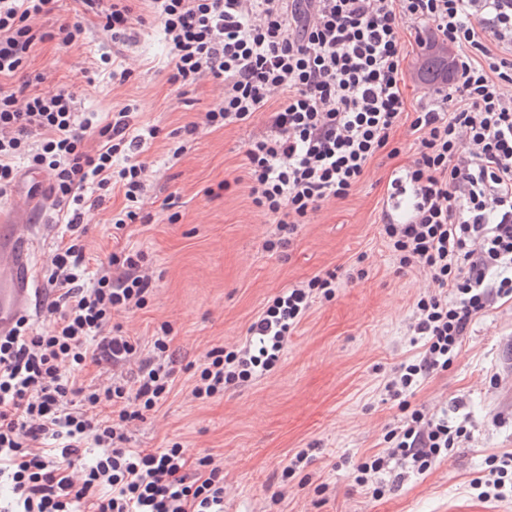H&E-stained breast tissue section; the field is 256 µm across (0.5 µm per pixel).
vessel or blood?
<instances>
[{
	"mask_svg": "<svg viewBox=\"0 0 512 512\" xmlns=\"http://www.w3.org/2000/svg\"><path fill=\"white\" fill-rule=\"evenodd\" d=\"M28 209V198L18 197L10 223L0 226V336L10 335L35 304V240L26 219Z\"/></svg>",
	"mask_w": 512,
	"mask_h": 512,
	"instance_id": "b4317fda",
	"label": "vessel or blood"
}]
</instances>
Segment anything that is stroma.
Segmentation results:
<instances>
[{
  "label": "stroma",
  "instance_id": "obj_1",
  "mask_svg": "<svg viewBox=\"0 0 512 512\" xmlns=\"http://www.w3.org/2000/svg\"><path fill=\"white\" fill-rule=\"evenodd\" d=\"M133 8L142 20L139 39L116 59L130 70L127 81L101 71L100 57L112 43L92 16L83 20L82 44H40L28 62L48 73L45 90L73 91L78 110L93 113L98 124L132 103L139 123L163 132L144 154L151 223L113 229L125 205L116 193L95 210L86 237L89 256L100 262L124 246L148 256L153 294L142 309L117 316L124 331L147 345L162 323L173 328L176 387L156 412L131 424L130 447L177 442L189 455L211 454L224 467V512H512V498L484 501L470 488L486 456L512 451V303L476 316L447 371L409 398L429 412L467 418L470 440L425 474L398 483L384 474L390 489L380 498L351 476L355 461L379 452L385 432L398 424L402 413L384 385L398 364L420 352L409 325L427 279L398 269L379 235L390 177L417 153L409 126L394 136L397 156H377L348 198L321 203L290 248L267 249L277 224L252 205L243 177L247 144L267 131L268 113L242 126L202 125L221 101L220 88L206 82L178 92L159 21L144 0ZM192 121L201 125L198 135L172 156L168 132ZM224 182L229 190L219 191ZM359 266L364 277L349 279ZM328 269L339 276L335 297L312 306L271 372L208 400L192 397L187 362L244 341L277 292ZM303 448L313 451L303 479L282 484L285 463ZM322 482L330 487L324 501L314 493Z\"/></svg>",
  "mask_w": 512,
  "mask_h": 512
}]
</instances>
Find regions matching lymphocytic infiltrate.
Instances as JSON below:
<instances>
[{
    "mask_svg": "<svg viewBox=\"0 0 512 512\" xmlns=\"http://www.w3.org/2000/svg\"><path fill=\"white\" fill-rule=\"evenodd\" d=\"M56 0H0V198L19 181L17 158L44 172L63 221L44 268L46 329L21 319L0 337V512H224V467L181 445L129 447L128 427L158 408L176 376L167 362L172 328L150 349L112 318L142 308L153 293L143 251L112 252L88 274L84 212L121 192L115 229L150 220L143 207L146 145L157 127L136 125L126 104L96 124L74 94L41 91L47 76L28 70L33 46L82 42V19L44 30L29 19ZM169 47L172 84L220 81L224 99L200 126L244 124L269 112L270 130L249 141L246 177L253 205L275 216L290 245L327 199H344L401 125L417 156L397 177L413 190L404 217L384 214L379 235L399 269L423 272L434 292L414 306L410 332L421 351L385 386L404 416L382 453L353 465L373 496L400 464L424 474L469 438L465 421L411 407L425 379L447 370L473 319L512 301V0H146ZM113 44L136 28L129 0H79ZM431 30L456 46L453 85L409 110L406 33ZM20 85H13V78ZM96 147H88V139ZM328 270L282 289L239 345L212 348L192 389L197 399L270 372L310 308L336 295ZM470 483L477 498L512 497V453L493 454Z\"/></svg>",
    "mask_w": 512,
    "mask_h": 512,
    "instance_id": "1",
    "label": "lymphocytic infiltrate"
}]
</instances>
